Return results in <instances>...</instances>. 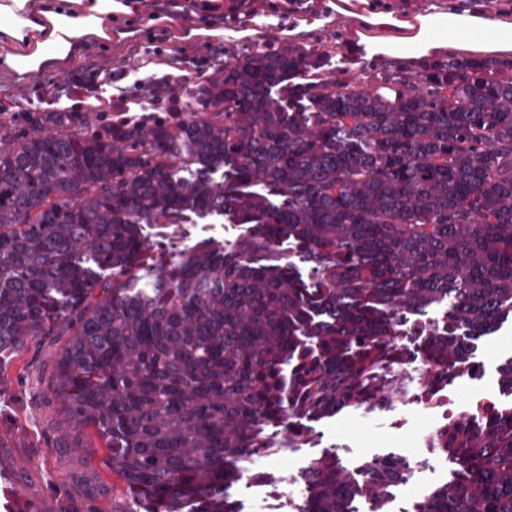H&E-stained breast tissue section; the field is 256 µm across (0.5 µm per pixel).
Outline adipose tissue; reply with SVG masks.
<instances>
[{
  "instance_id": "obj_1",
  "label": "adipose tissue",
  "mask_w": 512,
  "mask_h": 512,
  "mask_svg": "<svg viewBox=\"0 0 512 512\" xmlns=\"http://www.w3.org/2000/svg\"><path fill=\"white\" fill-rule=\"evenodd\" d=\"M350 18L354 41L372 55L409 66L441 56L512 55V0H333ZM130 10L120 0H0V75L35 76L110 41Z\"/></svg>"
}]
</instances>
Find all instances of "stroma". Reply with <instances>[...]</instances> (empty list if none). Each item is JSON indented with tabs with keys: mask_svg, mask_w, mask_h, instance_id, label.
<instances>
[{
	"mask_svg": "<svg viewBox=\"0 0 512 512\" xmlns=\"http://www.w3.org/2000/svg\"><path fill=\"white\" fill-rule=\"evenodd\" d=\"M328 0H306L299 14L283 16L279 0H255L245 23L207 25L191 13L190 4L161 19L174 38L171 54L179 59L223 53L248 38L285 34L299 25L317 27L323 40L343 30L341 20L326 9ZM155 0H143L133 23L115 26L109 47L93 44L70 66L47 71L35 78H0V113L28 112L41 117L78 107L84 113L108 111L113 87L123 86L130 97V113L151 107L149 88L159 79L174 78L169 64L149 51L147 16ZM68 342L49 336L29 342L17 352L0 353V512H132L134 505L123 479L105 463L107 452L94 431L86 441L95 451L78 455L66 448L59 433L64 416L50 401L55 359ZM512 357V320L483 337L475 351L477 373L457 377L443 392L453 413L481 405L506 407L512 395L499 386L498 369ZM441 416L425 418L407 402L389 412L360 414L345 410L314 423L313 435L297 455L267 465V473L290 480L298 458L313 459L335 452L341 464L357 471L377 455L400 454L412 449L424 456L430 468L417 474L416 485L397 486L388 512H413L418 483L440 485L449 481L455 465L445 455L427 447L424 435L430 425H442Z\"/></svg>",
	"mask_w": 512,
	"mask_h": 512,
	"instance_id": "1",
	"label": "stroma"
}]
</instances>
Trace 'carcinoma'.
Returning <instances> with one entry per match:
<instances>
[{
	"label": "carcinoma",
	"mask_w": 512,
	"mask_h": 512,
	"mask_svg": "<svg viewBox=\"0 0 512 512\" xmlns=\"http://www.w3.org/2000/svg\"><path fill=\"white\" fill-rule=\"evenodd\" d=\"M325 46L226 49L212 80L181 100L161 81L128 122L0 120V352L69 333L50 387L65 436L94 429L143 512H238L241 461L405 399L419 361L415 393L441 392L512 316V56L365 61L364 81L322 75ZM213 215L246 233L160 253L144 233ZM439 305L405 344L401 315ZM431 447L459 469L413 512H512V407ZM407 473L326 452L299 512L357 495L387 512Z\"/></svg>",
	"instance_id": "1"
}]
</instances>
